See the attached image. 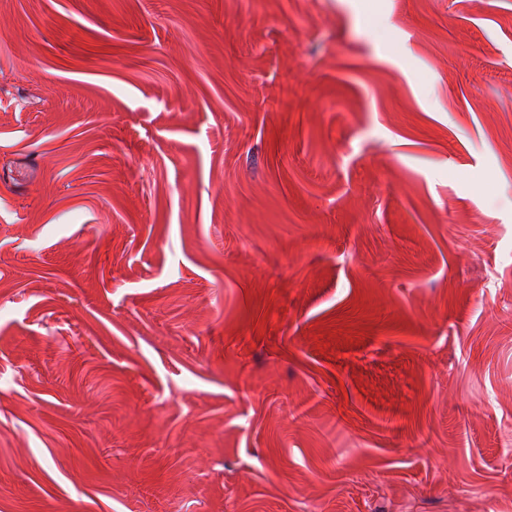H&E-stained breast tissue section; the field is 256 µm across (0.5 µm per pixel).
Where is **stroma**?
<instances>
[{
    "label": "stroma",
    "instance_id": "1",
    "mask_svg": "<svg viewBox=\"0 0 512 512\" xmlns=\"http://www.w3.org/2000/svg\"><path fill=\"white\" fill-rule=\"evenodd\" d=\"M0 512H512V0H0Z\"/></svg>",
    "mask_w": 512,
    "mask_h": 512
}]
</instances>
